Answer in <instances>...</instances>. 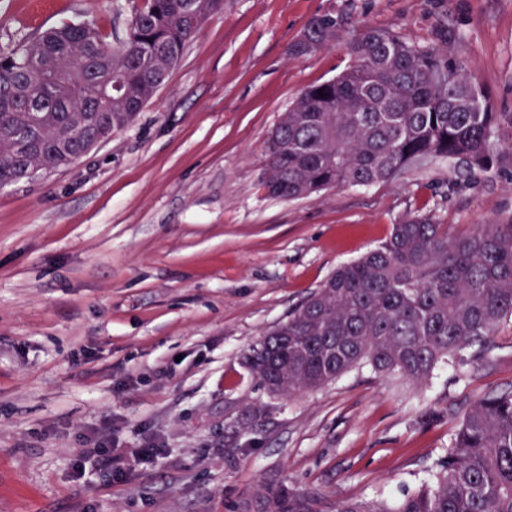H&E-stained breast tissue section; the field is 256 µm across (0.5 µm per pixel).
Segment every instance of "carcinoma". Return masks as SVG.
Instances as JSON below:
<instances>
[{
	"label": "carcinoma",
	"mask_w": 512,
	"mask_h": 512,
	"mask_svg": "<svg viewBox=\"0 0 512 512\" xmlns=\"http://www.w3.org/2000/svg\"><path fill=\"white\" fill-rule=\"evenodd\" d=\"M224 0H144L112 47L92 23H66L0 51V186L29 168L59 169L82 149L88 114L108 98L119 131L168 80L187 43ZM328 11L289 48L311 55L342 40ZM351 64L304 89L271 130L264 187L296 199L387 181L422 162L460 156L467 170H500V115L448 40L419 46L366 27L347 43ZM323 94H318V90ZM512 317V224L452 236L430 213L410 212L384 244L339 266L288 318L263 334L247 361L268 393L299 396L360 366L423 386L441 364L483 353ZM247 512H512V394L476 398L446 453L393 506L379 497L326 503L269 483Z\"/></svg>",
	"instance_id": "cac0c4a2"
}]
</instances>
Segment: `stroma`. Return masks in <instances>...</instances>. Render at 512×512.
Here are the masks:
<instances>
[{
	"label": "stroma",
	"instance_id": "obj_1",
	"mask_svg": "<svg viewBox=\"0 0 512 512\" xmlns=\"http://www.w3.org/2000/svg\"><path fill=\"white\" fill-rule=\"evenodd\" d=\"M128 128L0 189V512H242L282 481L328 500L400 496L461 411L512 393V320L423 387L356 368L288 399L246 356L406 212L452 235L512 223V155L471 176L435 159L394 179L269 195L263 146L349 56L288 47L314 15L347 31L449 37L512 142V0H226ZM137 0H0V50L67 22L124 34ZM113 476L78 477L98 432ZM160 448L142 459L140 448Z\"/></svg>",
	"mask_w": 512,
	"mask_h": 512
}]
</instances>
